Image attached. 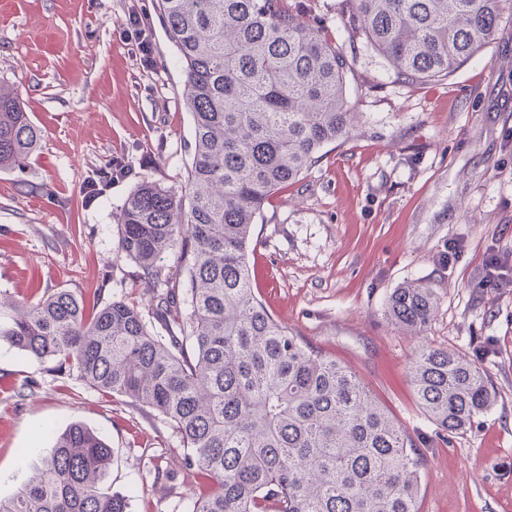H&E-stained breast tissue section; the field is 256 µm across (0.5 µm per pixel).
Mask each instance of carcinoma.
I'll return each instance as SVG.
<instances>
[{
	"label": "carcinoma",
	"mask_w": 512,
	"mask_h": 512,
	"mask_svg": "<svg viewBox=\"0 0 512 512\" xmlns=\"http://www.w3.org/2000/svg\"><path fill=\"white\" fill-rule=\"evenodd\" d=\"M351 29L404 81L445 80L489 43L512 0H340ZM183 68L194 152L185 192L145 181L118 217L117 254L165 286L153 331L134 303L91 305L69 290L0 300V344L54 362L108 396L167 419L185 470L204 487L187 512H420L424 459L356 376L279 324L251 288L252 228L322 147L360 122L348 106L343 49L287 0H156ZM41 130L0 84V169L23 167ZM180 248L182 288L159 262ZM438 297L421 280L390 294L386 315L422 335ZM417 401L459 434L495 392L465 354L422 346ZM111 450L70 425L36 476L0 512H128L105 487Z\"/></svg>",
	"instance_id": "obj_1"
}]
</instances>
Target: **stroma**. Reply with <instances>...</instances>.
I'll return each mask as SVG.
<instances>
[{
	"instance_id": "35a3bbf8",
	"label": "stroma",
	"mask_w": 512,
	"mask_h": 512,
	"mask_svg": "<svg viewBox=\"0 0 512 512\" xmlns=\"http://www.w3.org/2000/svg\"><path fill=\"white\" fill-rule=\"evenodd\" d=\"M288 2L347 53L361 119L265 205L248 255L254 293L406 429L424 457L421 512H512V21L448 80L406 84L338 0ZM133 9L147 63L123 35ZM0 81L42 131L24 170H0V295L67 289L150 311L160 288L118 256L117 218L141 182L184 188L193 151L154 0H0ZM115 158L126 175L92 191ZM408 279L439 297L421 338L385 316ZM423 341L468 355L496 392L465 433L442 436L417 403L408 368ZM74 423L111 448L107 483L130 512H185L198 493L163 417L0 344L1 499Z\"/></svg>"
}]
</instances>
